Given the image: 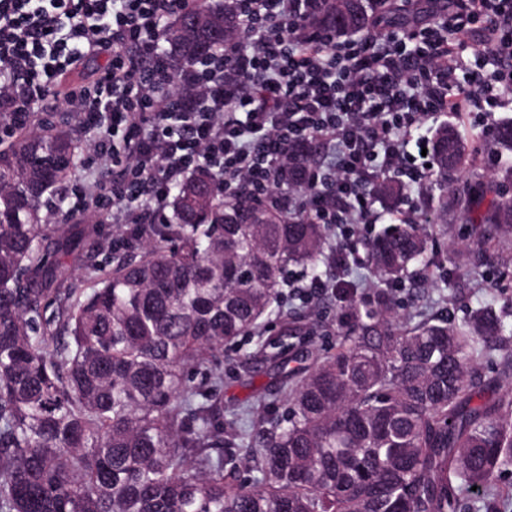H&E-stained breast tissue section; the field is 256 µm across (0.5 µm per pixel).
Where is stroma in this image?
Masks as SVG:
<instances>
[{
	"label": "stroma",
	"instance_id": "35a3bbf8",
	"mask_svg": "<svg viewBox=\"0 0 512 512\" xmlns=\"http://www.w3.org/2000/svg\"><path fill=\"white\" fill-rule=\"evenodd\" d=\"M510 119L512 101L504 102L498 111L473 112L462 119L473 161L458 175V183H487L501 178L504 167L492 147V131L501 121ZM65 221L84 225L94 242L123 236L125 231L124 225L113 223L111 213L94 204L66 216ZM474 238L473 225L465 223L460 213L449 214L447 234L435 240L438 268L426 281L420 274H410L393 294L400 325L411 324L418 305L423 303L455 321L490 305L507 325H512V244L482 255L465 249ZM343 277L357 284V291L329 293L309 303L296 297L288 302L289 314L314 323L311 341L324 351L335 349L339 341L343 307L349 300L371 293L376 283L370 268L356 264L349 266ZM241 347V352H229L224 359V404L250 408L256 391L276 386V363L270 350L261 348L254 339L243 340Z\"/></svg>",
	"mask_w": 512,
	"mask_h": 512
}]
</instances>
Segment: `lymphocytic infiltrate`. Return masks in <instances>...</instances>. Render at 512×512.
I'll list each match as a JSON object with an SVG mask.
<instances>
[{"label":"lymphocytic infiltrate","mask_w":512,"mask_h":512,"mask_svg":"<svg viewBox=\"0 0 512 512\" xmlns=\"http://www.w3.org/2000/svg\"><path fill=\"white\" fill-rule=\"evenodd\" d=\"M195 0H0V114L28 129L63 94L106 153L130 159L96 203L116 224H163L197 164L228 200L301 209L320 224L377 223L363 186L430 175L413 128L442 112L494 111L512 90V0H416L424 15L381 43L313 28L315 0H236L240 35L173 70L159 34ZM109 62L69 85L85 55Z\"/></svg>","instance_id":"1"}]
</instances>
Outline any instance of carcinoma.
Returning a JSON list of instances; mask_svg holds the SVG:
<instances>
[{
  "label": "carcinoma",
  "mask_w": 512,
  "mask_h": 512,
  "mask_svg": "<svg viewBox=\"0 0 512 512\" xmlns=\"http://www.w3.org/2000/svg\"><path fill=\"white\" fill-rule=\"evenodd\" d=\"M413 12L379 0L385 25ZM314 23L336 35L374 34L364 0H330ZM235 3L199 0L160 32L176 70L239 33ZM512 153V120L494 129ZM443 180L461 172L468 141L454 124L430 141ZM76 134L47 115L0 147V512H459L456 489L489 487L512 470V336L485 306L461 323L423 317L403 328L387 285L437 267L419 224H389L367 244L379 279L370 309H343V339L312 363L279 357L283 413L259 392L263 415L224 423V352L280 315L291 269L320 276L328 227L312 217L217 192L197 170L174 194L165 224L140 254L68 288L62 257L86 229L51 223L60 185L80 167ZM456 190L430 223L448 231ZM485 250L512 233V187L466 188L464 209ZM189 366L207 370L196 384ZM257 477L245 487L224 456V426Z\"/></svg>",
  "instance_id": "cac0c4a2"
}]
</instances>
